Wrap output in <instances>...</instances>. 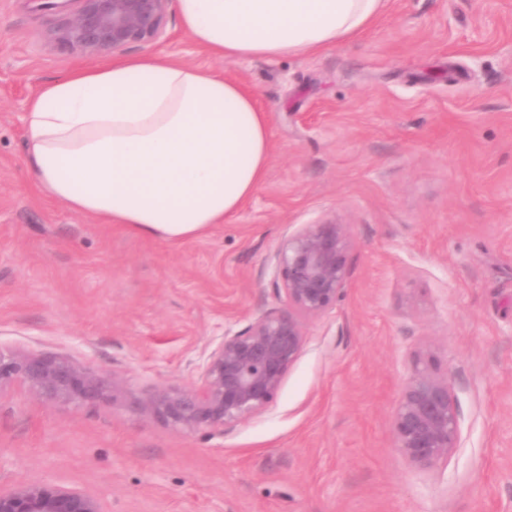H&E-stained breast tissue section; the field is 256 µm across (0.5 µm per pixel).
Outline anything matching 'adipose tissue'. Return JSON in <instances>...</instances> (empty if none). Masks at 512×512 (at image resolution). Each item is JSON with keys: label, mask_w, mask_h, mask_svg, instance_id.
Wrapping results in <instances>:
<instances>
[{"label": "adipose tissue", "mask_w": 512, "mask_h": 512, "mask_svg": "<svg viewBox=\"0 0 512 512\" xmlns=\"http://www.w3.org/2000/svg\"><path fill=\"white\" fill-rule=\"evenodd\" d=\"M388 0H176L184 31L227 58L276 59L349 41ZM270 117L224 75L157 55L44 85L25 116L39 192L73 212L179 241L235 220L271 160Z\"/></svg>", "instance_id": "adipose-tissue-1"}]
</instances>
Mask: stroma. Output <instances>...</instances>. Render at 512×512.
<instances>
[{
  "label": "stroma",
  "mask_w": 512,
  "mask_h": 512,
  "mask_svg": "<svg viewBox=\"0 0 512 512\" xmlns=\"http://www.w3.org/2000/svg\"><path fill=\"white\" fill-rule=\"evenodd\" d=\"M57 14L0 0V350L65 358L103 398L0 390V487L48 482L104 512H512V0H389L319 54L218 58L176 13L131 56L232 77L272 113L264 182L229 224L169 242L41 197L24 115L94 65L49 47ZM325 219L354 247L274 401L231 429L143 415L197 386L207 344L286 310L272 258ZM447 374L461 442L422 472L393 446L415 357Z\"/></svg>",
  "instance_id": "1"
}]
</instances>
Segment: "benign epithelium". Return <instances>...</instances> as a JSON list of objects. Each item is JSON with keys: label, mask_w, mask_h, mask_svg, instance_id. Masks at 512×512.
I'll use <instances>...</instances> for the list:
<instances>
[{"label": "benign epithelium", "mask_w": 512, "mask_h": 512, "mask_svg": "<svg viewBox=\"0 0 512 512\" xmlns=\"http://www.w3.org/2000/svg\"><path fill=\"white\" fill-rule=\"evenodd\" d=\"M61 18L43 38L86 57H109L134 44L166 38L174 0H26ZM354 242L348 225L309 224L285 236L275 257L274 285L286 312L253 318L241 331L213 340L199 363L200 383L184 391L159 389L139 401L140 411L188 432L211 434L258 415L273 402L306 343L304 320L342 296L347 256ZM23 382L49 401L82 404L101 398L103 379L65 358L18 356L0 350V389ZM393 447L413 468L431 471L460 445L457 403L448 377L418 359L407 375L392 421ZM0 512H103L87 494L50 483L0 489Z\"/></svg>", "instance_id": "7a95c632"}]
</instances>
